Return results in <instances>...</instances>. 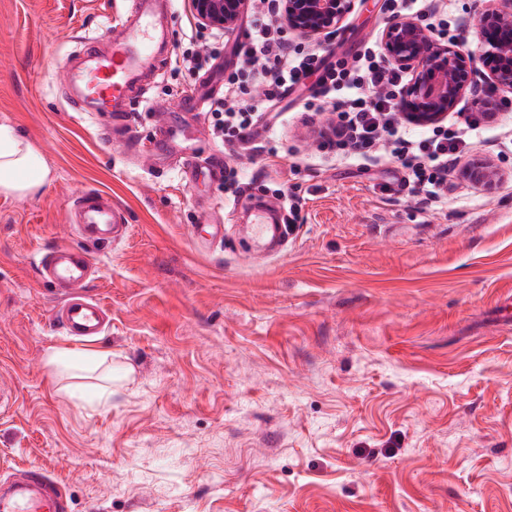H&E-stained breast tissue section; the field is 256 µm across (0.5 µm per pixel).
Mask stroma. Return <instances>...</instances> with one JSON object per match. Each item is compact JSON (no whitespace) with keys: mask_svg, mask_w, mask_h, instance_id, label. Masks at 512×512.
<instances>
[{"mask_svg":"<svg viewBox=\"0 0 512 512\" xmlns=\"http://www.w3.org/2000/svg\"><path fill=\"white\" fill-rule=\"evenodd\" d=\"M122 5L0 0V124L51 170L35 195H0V461L44 467L69 512H512V91L474 75L449 123L476 117L484 90L494 114L425 208L388 150L366 164L318 148L331 114L299 99L276 134L226 153L180 105L197 78L170 64L148 75L132 133L150 143L171 116L190 182L182 159L111 143L106 118L66 102L68 57ZM380 6L358 0L322 51L379 40ZM217 151L239 187L205 176ZM477 159L496 189L464 178ZM90 189L131 232L88 247L112 323L85 345L53 319L34 261L73 242L70 203ZM285 196L302 218L287 245L245 251L254 199ZM213 224L223 243L198 248ZM55 348L111 352L108 403L69 394Z\"/></svg>","mask_w":512,"mask_h":512,"instance_id":"1","label":"stroma"}]
</instances>
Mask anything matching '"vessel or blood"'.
Masks as SVG:
<instances>
[{
    "label": "vessel or blood",
    "mask_w": 512,
    "mask_h": 512,
    "mask_svg": "<svg viewBox=\"0 0 512 512\" xmlns=\"http://www.w3.org/2000/svg\"><path fill=\"white\" fill-rule=\"evenodd\" d=\"M166 0H128L117 22H105L94 36L85 38L68 63V82L77 89L70 106L78 112H101L109 122L110 138L131 143L130 114L144 103L143 81L168 59ZM177 125L162 121L151 153H165L181 141ZM278 207L260 201L254 206L259 239L280 243L288 234ZM70 223L80 245L60 244L37 257L38 273L52 285L58 298L53 309L63 331L88 342L98 336L108 316L106 305L85 291L93 263L84 246L115 244L125 240L130 226L111 194L92 190L75 197ZM69 499L62 486L40 466L30 465L15 475L0 494V512H68Z\"/></svg>",
    "instance_id": "b4317fda"
}]
</instances>
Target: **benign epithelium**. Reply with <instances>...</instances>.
Wrapping results in <instances>:
<instances>
[{
  "label": "benign epithelium",
  "instance_id": "obj_1",
  "mask_svg": "<svg viewBox=\"0 0 512 512\" xmlns=\"http://www.w3.org/2000/svg\"><path fill=\"white\" fill-rule=\"evenodd\" d=\"M485 10L479 17L475 47L462 50L443 46L430 33L408 19L389 21L380 36L383 54L396 66L412 73L402 101L404 118L416 125L444 121L465 92L478 61L495 85L512 90V0ZM249 0H188L197 23L235 30ZM355 0H278L283 21L304 37L320 40L342 29ZM465 176L487 188L498 186L499 173L488 163L469 165Z\"/></svg>",
  "mask_w": 512,
  "mask_h": 512
}]
</instances>
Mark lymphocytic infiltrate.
<instances>
[{"instance_id": "f902f5d3", "label": "lymphocytic infiltrate", "mask_w": 512, "mask_h": 512, "mask_svg": "<svg viewBox=\"0 0 512 512\" xmlns=\"http://www.w3.org/2000/svg\"><path fill=\"white\" fill-rule=\"evenodd\" d=\"M277 2L252 0L247 29L234 46L240 63L224 77L223 100L210 107L216 139L230 146L249 143L265 112L312 78L316 88L305 105L336 103L338 146L366 157L383 137H392L407 182L424 200L444 197L448 164L470 144L476 125L461 124L452 132L440 126L408 127L399 114L406 72L373 43L364 44L353 58L336 60L295 43ZM382 10L391 18L413 19L438 39L448 36L447 0L436 6L429 0H384Z\"/></svg>"}]
</instances>
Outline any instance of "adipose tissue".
<instances>
[{
	"label": "adipose tissue",
	"mask_w": 512,
	"mask_h": 512,
	"mask_svg": "<svg viewBox=\"0 0 512 512\" xmlns=\"http://www.w3.org/2000/svg\"><path fill=\"white\" fill-rule=\"evenodd\" d=\"M50 180V170L42 156L10 126L0 124V193L31 195ZM49 366L59 371H96L100 382L96 392L100 399L112 395V361L109 352L75 354L66 349H55L47 354Z\"/></svg>",
	"instance_id": "obj_1"
}]
</instances>
